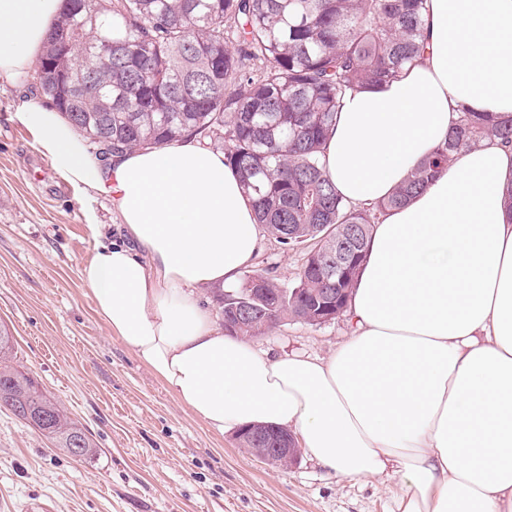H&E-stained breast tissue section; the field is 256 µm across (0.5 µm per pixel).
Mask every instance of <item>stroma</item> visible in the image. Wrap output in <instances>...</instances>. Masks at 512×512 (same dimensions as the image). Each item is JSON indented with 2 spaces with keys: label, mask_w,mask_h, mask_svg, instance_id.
<instances>
[{
  "label": "stroma",
  "mask_w": 512,
  "mask_h": 512,
  "mask_svg": "<svg viewBox=\"0 0 512 512\" xmlns=\"http://www.w3.org/2000/svg\"><path fill=\"white\" fill-rule=\"evenodd\" d=\"M35 77L0 82V324L21 368L92 435L94 460L51 448L0 409V512H396L399 479H339L307 452L289 467L245 452L179 403L94 310L80 277L98 238L122 241L104 195L56 174L15 114L39 99ZM100 225L93 233L92 225ZM304 249L265 235L253 270L294 282ZM347 316L289 321L253 337L272 356L328 357Z\"/></svg>",
  "instance_id": "stroma-1"
}]
</instances>
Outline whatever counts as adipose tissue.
<instances>
[{
    "mask_svg": "<svg viewBox=\"0 0 512 512\" xmlns=\"http://www.w3.org/2000/svg\"><path fill=\"white\" fill-rule=\"evenodd\" d=\"M61 0H0V81L40 55ZM425 50L402 77L349 94L321 154L355 207L393 194L461 109L512 113V0H428ZM17 121L70 183L110 199L127 239L81 269L95 311L181 404L222 433L292 429L339 478L401 480L397 512H512V149L460 152L381 215L324 360L270 357L225 335L197 296L232 287L262 246L224 155L193 139L100 161L50 105Z\"/></svg>",
    "mask_w": 512,
    "mask_h": 512,
    "instance_id": "ef3b65f1",
    "label": "adipose tissue"
}]
</instances>
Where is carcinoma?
<instances>
[{
  "mask_svg": "<svg viewBox=\"0 0 512 512\" xmlns=\"http://www.w3.org/2000/svg\"><path fill=\"white\" fill-rule=\"evenodd\" d=\"M427 0H62L40 58L38 88L101 153L160 148L185 136L224 144L258 223L281 246L313 242L288 286L246 276L218 295H259L266 319L232 336L301 320L322 309L318 289H336L343 314L378 214L407 204L448 171L454 155L485 138L512 146V114L462 111L448 144L376 207L356 209L336 193L320 152L345 96L400 76L423 51ZM0 330V408L57 449L97 456L87 430L40 382L14 364Z\"/></svg>",
  "mask_w": 512,
  "mask_h": 512,
  "instance_id": "obj_1",
  "label": "carcinoma"
}]
</instances>
